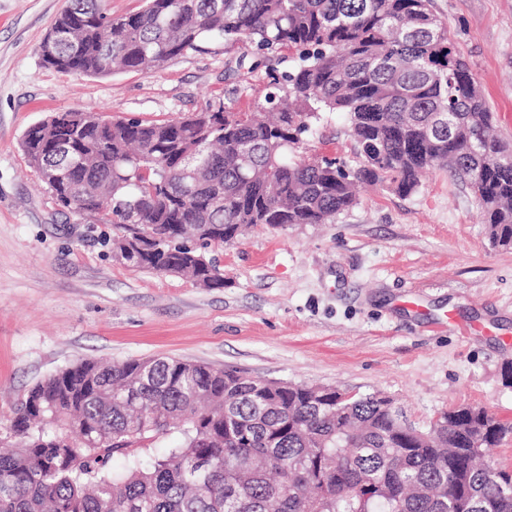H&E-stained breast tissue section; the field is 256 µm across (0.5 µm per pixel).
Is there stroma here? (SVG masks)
<instances>
[{
  "mask_svg": "<svg viewBox=\"0 0 512 512\" xmlns=\"http://www.w3.org/2000/svg\"><path fill=\"white\" fill-rule=\"evenodd\" d=\"M63 5L0 0V428L30 386L80 359L156 355L376 392L421 429L460 406L512 423V249L490 245L471 190L446 170L409 196L362 186L329 224L257 226L208 249L220 289L127 267L103 244L111 225L60 208L22 152L29 126L68 109L145 121L247 112L270 82L267 65L218 42L151 74L58 72L38 45ZM434 10L512 143V0ZM301 152L359 162L341 112Z\"/></svg>",
  "mask_w": 512,
  "mask_h": 512,
  "instance_id": "1",
  "label": "stroma"
}]
</instances>
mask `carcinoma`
Wrapping results in <instances>:
<instances>
[{
  "label": "carcinoma",
  "instance_id": "obj_1",
  "mask_svg": "<svg viewBox=\"0 0 512 512\" xmlns=\"http://www.w3.org/2000/svg\"><path fill=\"white\" fill-rule=\"evenodd\" d=\"M214 39L267 61L296 55L256 115L224 110V135L206 134L205 112L147 123L66 110L23 136L27 161L55 174L46 185L60 206L123 232L112 252L124 265L222 288L189 242L332 223L356 204V183L410 195L441 163L473 191L490 242L512 247V146L432 0H148L116 18L104 0H70L40 56L65 73H151ZM324 112L346 113L358 167L297 155ZM183 146L203 170L192 193ZM169 432L180 442L140 467ZM511 433L479 406L420 430L379 393L170 356L85 359L12 409L0 512H512V472L483 461Z\"/></svg>",
  "mask_w": 512,
  "mask_h": 512
}]
</instances>
